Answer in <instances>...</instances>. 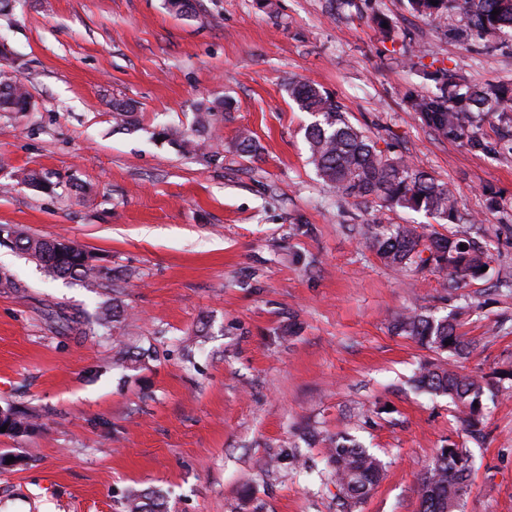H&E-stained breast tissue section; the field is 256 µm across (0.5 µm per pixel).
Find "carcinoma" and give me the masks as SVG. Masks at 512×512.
<instances>
[{
  "label": "carcinoma",
  "instance_id": "cac0c4a2",
  "mask_svg": "<svg viewBox=\"0 0 512 512\" xmlns=\"http://www.w3.org/2000/svg\"><path fill=\"white\" fill-rule=\"evenodd\" d=\"M453 0H411L412 8L434 20ZM458 8L465 27L478 33H507L512 30V0H459ZM499 14H492L493 10ZM455 75L448 74L441 92L410 99L430 130L460 143L476 144L471 109L484 111L486 103L501 104L499 120L512 121V97L497 85L457 92ZM289 96L300 109L316 117L307 129L310 159L319 176L344 198L381 203L385 208L400 207L423 211L452 224L448 234L424 238L407 224H368L369 247L387 264L396 268H428L447 277L448 287L459 288L481 275L488 265V254L461 223L459 200L453 190L426 171L414 168L401 158H391L377 144L355 128L342 107L330 96L300 80L288 83ZM29 93L21 82L0 81V112H24ZM116 125L133 123V108L123 102L112 105ZM16 248L36 260L49 277H77L86 286L99 288L109 272L85 267L80 262L81 248L58 254L53 242L10 231ZM428 256H423V253ZM393 329L415 340L440 358L424 364L414 376L416 386L431 395L448 397L466 434L483 438L482 396L489 382L478 374L459 370L458 360L474 347V340L460 330L454 318H435L423 313L397 315ZM331 475L343 505L349 509L361 504L379 483L383 463L368 449L345 435L330 439ZM472 470L468 449L450 441L439 449L418 483L420 512H462ZM127 512H165L164 503L152 496L133 494Z\"/></svg>",
  "mask_w": 512,
  "mask_h": 512
}]
</instances>
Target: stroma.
<instances>
[{"mask_svg":"<svg viewBox=\"0 0 512 512\" xmlns=\"http://www.w3.org/2000/svg\"><path fill=\"white\" fill-rule=\"evenodd\" d=\"M10 0L0 77L28 112H0V226L65 238L108 286L52 278L0 241V407L31 412L0 433V512H124L154 490L167 512H342L328 440L355 435L385 464L354 512H420L417 485L448 441L472 455L464 512H512V387L485 399L482 441L447 398L415 388L436 355L391 329L400 312L459 314L461 362L512 366V144L495 119L479 146L436 135L407 105L430 74L512 87V37L463 36L455 9L409 0ZM329 93L379 148L455 189L489 256L449 288L387 266L365 225L422 212L340 199L309 161L311 117L288 94ZM136 107L117 126L112 104ZM213 108L198 132V108ZM249 133L252 154L241 153ZM39 174L51 188L22 181ZM109 313L106 326L60 316ZM296 453L304 468L289 460Z\"/></svg>","mask_w":512,"mask_h":512,"instance_id":"obj_1","label":"stroma"}]
</instances>
